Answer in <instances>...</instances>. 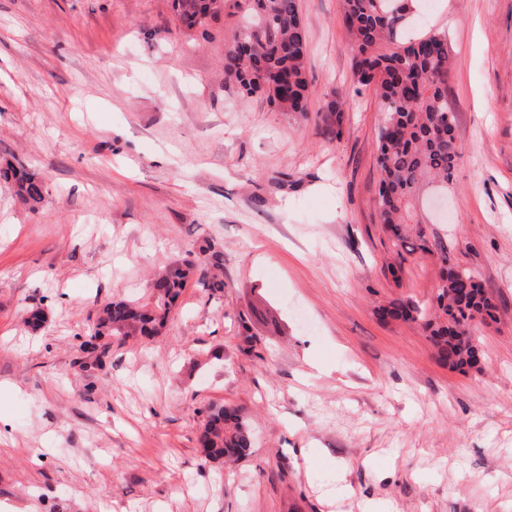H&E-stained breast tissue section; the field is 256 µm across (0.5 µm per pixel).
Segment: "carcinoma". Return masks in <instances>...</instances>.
Masks as SVG:
<instances>
[{"mask_svg":"<svg viewBox=\"0 0 512 512\" xmlns=\"http://www.w3.org/2000/svg\"><path fill=\"white\" fill-rule=\"evenodd\" d=\"M227 7L241 12L243 22L225 57V79L248 94H263L279 112H308V34L297 0H172L181 25L195 32ZM411 7L412 0H344L343 22L352 37L348 93L358 95L361 88L372 86L380 100L377 208L384 231L401 248L429 253L440 262V285L432 307L394 302L387 313L420 324L436 346L438 359L463 371L473 367V326L495 320L498 305L475 272L451 263L448 239L429 228V200L448 194L462 159L456 143L457 116L448 108V75L455 61L445 31L415 42L400 41ZM318 112L328 134L339 135L340 99L325 101ZM0 179L12 183L16 195L27 203L35 206L44 200V182L22 166L4 161ZM222 264L223 254L215 243L202 240L155 278L151 287L156 295L149 302L118 300L103 305L84 346L93 353L91 341L97 338L158 335L187 281ZM197 442L210 460L242 458L252 446L251 426L239 408L211 406Z\"/></svg>","mask_w":512,"mask_h":512,"instance_id":"cac0c4a2","label":"carcinoma"}]
</instances>
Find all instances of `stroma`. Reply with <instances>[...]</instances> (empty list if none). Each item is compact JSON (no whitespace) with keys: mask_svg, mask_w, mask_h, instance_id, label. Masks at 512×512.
<instances>
[{"mask_svg":"<svg viewBox=\"0 0 512 512\" xmlns=\"http://www.w3.org/2000/svg\"><path fill=\"white\" fill-rule=\"evenodd\" d=\"M306 116L224 81L240 15L183 33L170 0H0V504L18 512H512V0H434L403 38L447 32L463 158L450 256L498 300L482 360L442 365L396 300L431 302L439 263L378 220L379 99L315 113L351 79L343 0H298ZM224 289L190 281L152 338L87 372L98 307L146 302L202 238ZM41 309L39 329L26 325ZM255 350H240L242 331ZM250 453L208 462L210 405ZM348 492L330 499L338 483ZM342 103L340 98L326 100L317 112L321 113L322 120L329 135L339 136L343 120ZM0 179L7 183L11 182L16 195L33 207L44 200L46 191L44 182L29 173L23 166L18 167L5 160L0 164Z\"/></svg>","mask_w":512,"mask_h":512,"instance_id":"stroma-1","label":"stroma"}]
</instances>
